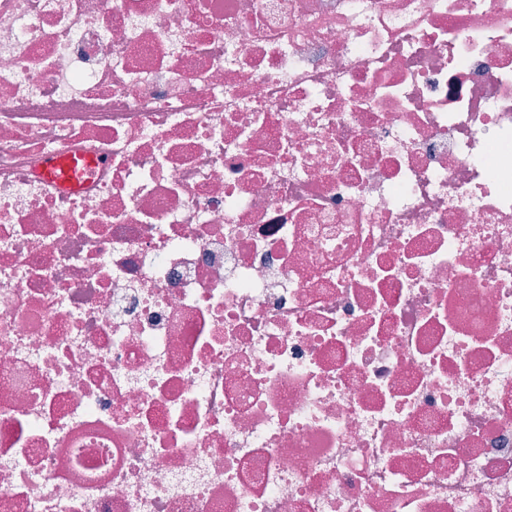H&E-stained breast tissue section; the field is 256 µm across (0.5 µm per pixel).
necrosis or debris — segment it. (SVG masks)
<instances>
[{
  "label": "necrosis or debris",
  "mask_w": 512,
  "mask_h": 512,
  "mask_svg": "<svg viewBox=\"0 0 512 512\" xmlns=\"http://www.w3.org/2000/svg\"><path fill=\"white\" fill-rule=\"evenodd\" d=\"M0 512H512V0H0ZM88 161L74 158L68 154H59L48 160L42 176L54 182L62 189L76 190L82 176L88 169Z\"/></svg>",
  "instance_id": "necrosis-or-debris-1"
}]
</instances>
